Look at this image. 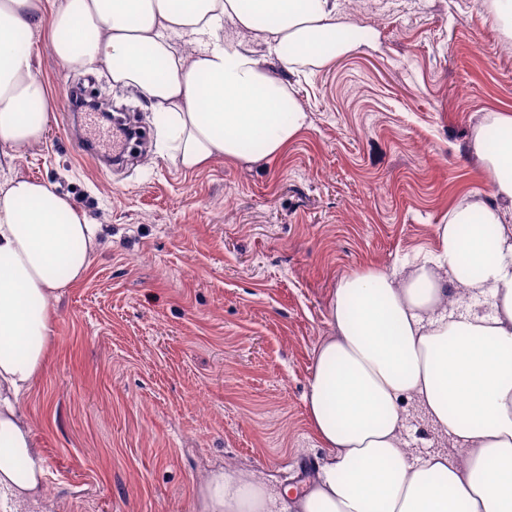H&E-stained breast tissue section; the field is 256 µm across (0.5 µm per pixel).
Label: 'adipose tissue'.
<instances>
[{
    "label": "adipose tissue",
    "mask_w": 512,
    "mask_h": 512,
    "mask_svg": "<svg viewBox=\"0 0 512 512\" xmlns=\"http://www.w3.org/2000/svg\"><path fill=\"white\" fill-rule=\"evenodd\" d=\"M43 24L59 63L104 68L139 92L186 170L282 154L311 124L294 75L356 46L341 0H59L49 14L44 0H0L9 156L50 120L32 62ZM469 152L492 174V197L459 199L435 225L434 249L402 271L368 268L336 285L305 396L327 450L315 478L287 508L256 478L215 470L198 512H512V114L488 113ZM98 246L97 225L68 197L28 179L0 185V512L41 500L46 471L19 402L49 356L53 300ZM410 400L462 460L413 458Z\"/></svg>",
    "instance_id": "ef3b65f1"
}]
</instances>
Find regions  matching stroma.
<instances>
[{
    "label": "stroma",
    "instance_id": "obj_1",
    "mask_svg": "<svg viewBox=\"0 0 512 512\" xmlns=\"http://www.w3.org/2000/svg\"><path fill=\"white\" fill-rule=\"evenodd\" d=\"M489 2L344 0L374 39L298 86L310 126L281 155L195 171L169 159L137 91L62 67L33 32L52 115L23 156L0 154V183H49L100 226L21 403L48 473L36 512H196L219 467L279 490L312 478L324 451L304 395L337 282L434 248L462 194H492L465 156L487 113L512 112V40ZM69 85L136 106L141 152L108 166ZM406 408L414 456L461 459Z\"/></svg>",
    "mask_w": 512,
    "mask_h": 512
}]
</instances>
